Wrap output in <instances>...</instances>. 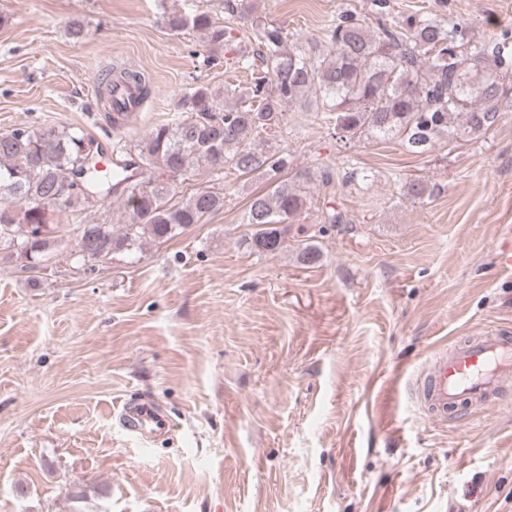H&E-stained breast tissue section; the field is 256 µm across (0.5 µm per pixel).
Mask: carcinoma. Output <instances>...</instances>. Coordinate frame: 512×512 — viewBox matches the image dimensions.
Segmentation results:
<instances>
[{
    "instance_id": "cac0c4a2",
    "label": "carcinoma",
    "mask_w": 512,
    "mask_h": 512,
    "mask_svg": "<svg viewBox=\"0 0 512 512\" xmlns=\"http://www.w3.org/2000/svg\"><path fill=\"white\" fill-rule=\"evenodd\" d=\"M251 22L257 48L241 49L238 67L251 72L246 87L220 92L199 85L183 95L185 115L153 127L136 146L137 178L124 186L122 202L130 222L80 225L77 247L89 256L139 249L144 238L168 240L224 208V193L199 189L172 202L175 189L157 172L188 173L205 165L216 174L233 170L265 178V191L251 197L242 223L245 239L258 253L283 248L290 219L306 205L312 177L290 174L288 154L273 145L286 119L285 107L318 95L317 111L341 140L398 139L407 152L422 155L435 143L475 138L500 119L503 101L512 98V32L488 39L471 36L452 18L420 13L392 15L389 0H371V15H337L323 49L288 44L289 33L254 17L251 0H224V19L208 12L167 16L172 31L192 28L211 49L223 48L230 22ZM133 85L149 97V78L121 70L105 85ZM94 143L71 127L21 126L0 135V243L28 260L52 246L55 216L85 210L88 193L109 196L112 170L99 171L84 153ZM442 186L419 178L403 184V196L423 202Z\"/></svg>"
}]
</instances>
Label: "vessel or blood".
Masks as SVG:
<instances>
[{
	"label": "vessel or blood",
	"instance_id": "vessel-or-blood-1",
	"mask_svg": "<svg viewBox=\"0 0 512 512\" xmlns=\"http://www.w3.org/2000/svg\"><path fill=\"white\" fill-rule=\"evenodd\" d=\"M137 98L133 87L118 90L116 107L122 125H129L138 112ZM495 259L502 267H512V224L498 227ZM510 379L512 341L490 328L453 349H435L428 360L425 377L416 385V401L428 418L443 422L449 409L487 401ZM116 418L126 434L144 442L170 427L160 407L152 402L122 405Z\"/></svg>",
	"mask_w": 512,
	"mask_h": 512
}]
</instances>
